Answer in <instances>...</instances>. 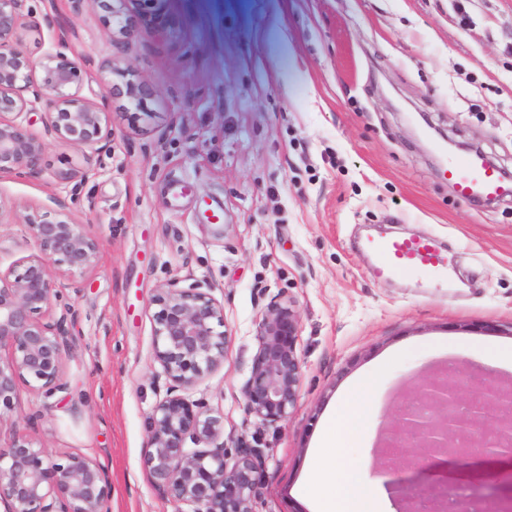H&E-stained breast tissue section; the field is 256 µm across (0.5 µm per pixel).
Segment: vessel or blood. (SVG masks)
I'll return each mask as SVG.
<instances>
[{
	"mask_svg": "<svg viewBox=\"0 0 512 512\" xmlns=\"http://www.w3.org/2000/svg\"><path fill=\"white\" fill-rule=\"evenodd\" d=\"M466 200H498L512 197V183L478 156L449 162L444 171ZM365 249L377 261L378 274L387 278L396 273L427 272L439 282L448 280V261L438 243L431 238H378L368 240Z\"/></svg>",
	"mask_w": 512,
	"mask_h": 512,
	"instance_id": "1",
	"label": "vessel or blood"
}]
</instances>
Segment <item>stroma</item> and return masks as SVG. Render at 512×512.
Segmentation results:
<instances>
[{"label": "stroma", "instance_id": "obj_1", "mask_svg": "<svg viewBox=\"0 0 512 512\" xmlns=\"http://www.w3.org/2000/svg\"><path fill=\"white\" fill-rule=\"evenodd\" d=\"M148 26L113 43L95 0H56L67 53L98 99L114 62L154 88L132 125L110 100L112 143L71 205L98 238L96 268L63 300L80 336L68 390L22 389L16 418L51 455L97 457L110 512H181L142 464L164 393L152 299L173 279L211 287L229 344L186 393L224 420V441L262 449L255 512H312L302 490L328 415L352 381L388 363L380 418L443 373L440 345L512 347V198L458 197L430 141L485 153L512 179V0H133ZM80 148L51 142L38 177L0 180V207L68 193ZM185 185L182 197L172 187ZM370 234L431 237L449 286L378 278ZM298 315L299 398L264 426L243 387L273 300Z\"/></svg>", "mask_w": 512, "mask_h": 512}]
</instances>
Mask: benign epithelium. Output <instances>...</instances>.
<instances>
[{"instance_id":"obj_1","label":"benign epithelium","mask_w":512,"mask_h":512,"mask_svg":"<svg viewBox=\"0 0 512 512\" xmlns=\"http://www.w3.org/2000/svg\"><path fill=\"white\" fill-rule=\"evenodd\" d=\"M25 0H0V178L40 174L50 140L85 149V163L112 142L106 109L110 98L127 101L137 122L150 114L152 87L130 70L107 66L115 80L102 82L101 101L74 90L82 68L64 52L68 34H56V48L40 58L33 48L55 19L28 20ZM105 9L112 40L142 31L130 0H95ZM44 106L42 129L23 126L21 116ZM36 252L0 269V428L10 427L0 446V506L4 512H110L111 483L104 466L84 454L50 459L28 428L13 415L23 386L47 395L64 392L65 356L75 342L77 315L60 303L61 289L78 288L99 258V242L76 222L57 193L22 217ZM155 359L165 393L148 418L142 461L155 488L194 507L192 512H253L260 481L261 450L237 441L227 462L224 421L208 406L190 400L185 390L224 364L227 336L224 307L210 289L172 280L153 299ZM296 314L288 304L270 302L260 325L259 346L243 394L246 407L273 426L295 408L300 387L296 352ZM462 394L454 377H428L415 398L399 411L381 458V474L395 472L391 460H403L408 476L398 480L411 512L427 501L445 512L448 498L463 484L492 489L491 512H512V483H499L498 465L512 466V389L485 387L469 397L470 413L458 405Z\"/></svg>"}]
</instances>
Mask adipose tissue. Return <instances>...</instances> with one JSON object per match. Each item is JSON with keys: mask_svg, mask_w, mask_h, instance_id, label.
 <instances>
[{"mask_svg": "<svg viewBox=\"0 0 512 512\" xmlns=\"http://www.w3.org/2000/svg\"><path fill=\"white\" fill-rule=\"evenodd\" d=\"M387 370L380 365L351 383L333 411L303 486L315 512H385L389 495L384 482L370 476L367 464L349 460L345 450L371 440L378 419L377 395Z\"/></svg>", "mask_w": 512, "mask_h": 512, "instance_id": "adipose-tissue-1", "label": "adipose tissue"}]
</instances>
